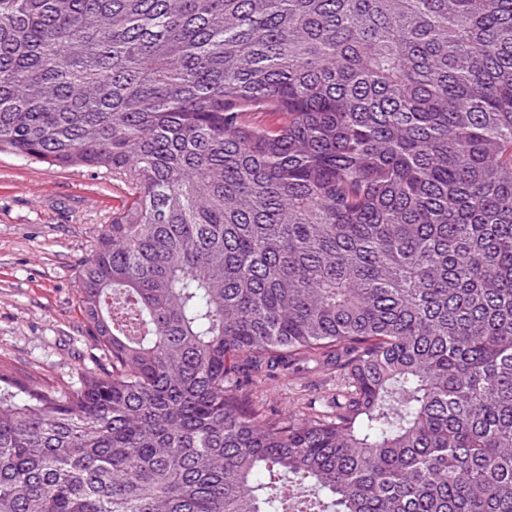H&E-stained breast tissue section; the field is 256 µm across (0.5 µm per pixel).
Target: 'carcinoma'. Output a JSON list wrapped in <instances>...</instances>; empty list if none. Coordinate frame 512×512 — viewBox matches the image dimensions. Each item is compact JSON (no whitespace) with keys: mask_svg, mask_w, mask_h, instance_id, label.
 I'll return each mask as SVG.
<instances>
[{"mask_svg":"<svg viewBox=\"0 0 512 512\" xmlns=\"http://www.w3.org/2000/svg\"><path fill=\"white\" fill-rule=\"evenodd\" d=\"M2 151L122 196L0 512H512V0H0ZM313 366V363L301 362L299 371L294 375L275 374L274 377L254 378L251 385H246V390L251 391L256 402H264L268 408L286 415H299L305 411L308 398L305 386L309 382L322 379L327 385L326 389H333L336 384L325 375L328 372L315 371Z\"/></svg>","mask_w":512,"mask_h":512,"instance_id":"obj_1","label":"carcinoma"}]
</instances>
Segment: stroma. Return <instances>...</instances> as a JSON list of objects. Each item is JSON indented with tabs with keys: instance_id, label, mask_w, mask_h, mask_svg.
Here are the masks:
<instances>
[{
	"instance_id": "35a3bbf8",
	"label": "stroma",
	"mask_w": 512,
	"mask_h": 512,
	"mask_svg": "<svg viewBox=\"0 0 512 512\" xmlns=\"http://www.w3.org/2000/svg\"><path fill=\"white\" fill-rule=\"evenodd\" d=\"M111 178L0 152V367L46 389L98 369V352L79 306L78 272L112 220ZM323 372L254 379L255 401L282 414L305 408L306 385Z\"/></svg>"
}]
</instances>
